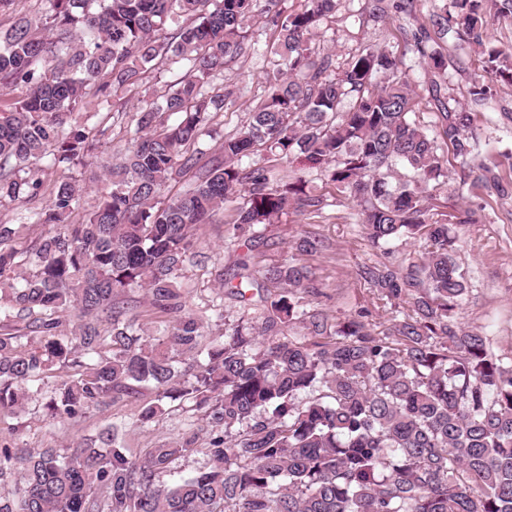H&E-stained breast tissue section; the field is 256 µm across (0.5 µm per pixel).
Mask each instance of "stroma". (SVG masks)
Listing matches in <instances>:
<instances>
[{"instance_id": "35a3bbf8", "label": "stroma", "mask_w": 512, "mask_h": 512, "mask_svg": "<svg viewBox=\"0 0 512 512\" xmlns=\"http://www.w3.org/2000/svg\"><path fill=\"white\" fill-rule=\"evenodd\" d=\"M358 0H340L333 15L323 21L317 31L316 43L331 50L336 67H344L352 55L365 48H383L401 55L414 91V111L431 132L440 131L438 112L428 93L431 72L407 45L403 32L427 23L432 0L423 4L414 15L393 14L388 24L359 23ZM448 56V85L457 104L470 103L469 88L473 78L484 72V59L466 39L448 36L441 43ZM279 58L270 52L242 57L234 66L215 76L214 86L235 90L237 102L219 113L213 123L212 135L203 137L199 147L205 153L218 152L225 135L235 133L247 120L249 110L260 100L270 78L279 69ZM512 84L499 82L488 103L473 114V126L480 139L479 151L486 160L498 164L500 174H507L505 154L512 153ZM448 158L447 187L435 190L431 201L435 214L468 208L478 221L457 224L456 261L467 285L466 300L457 312L463 327L482 332L489 339L491 352L503 362L512 363V197L472 188L462 183L451 148H444ZM309 189L320 197V210L289 211L279 223L262 227L259 235L250 231H234L232 220L236 203H226L211 223L201 226L194 236L197 250L206 253L202 264H189L180 273L179 285L188 310L204 324L206 338L218 336L224 326L253 321L254 307L227 295L220 286V273H232L243 254H250L254 269L280 264L297 256L295 245L306 235L321 239L322 251L300 257L311 266L321 290L320 308L329 314L332 323L345 321L358 311H368L370 323L379 329L392 327L398 317L384 305L371 285L361 277L362 268L382 263H399L419 257V242L398 245L391 253L372 247L359 220L358 209L348 196L339 193L319 172H311ZM152 398L143 393L137 402L119 400L111 406L88 410L73 420H52L45 416L38 403H31L16 419L18 442L29 448H63L72 441L92 438L104 428L115 426L123 443L143 452L161 441L182 435L197 427L198 420L188 404L171 402L162 415L143 427L132 426L131 420L140 407Z\"/></svg>"}]
</instances>
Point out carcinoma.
<instances>
[{"mask_svg":"<svg viewBox=\"0 0 512 512\" xmlns=\"http://www.w3.org/2000/svg\"><path fill=\"white\" fill-rule=\"evenodd\" d=\"M35 15L0 0V91L25 94L0 108V207L43 196L31 172L40 162L65 175L40 207L0 222V421L43 395L44 379L73 374L44 404L54 418L155 389L133 425L152 422L169 402L188 401L207 427L137 456L108 431L64 449L0 447V477L19 474L0 493V512H512V366L487 337L454 319L467 288L454 258L449 223L432 220L428 189L448 181L435 137L415 118L401 61L367 48L336 73L313 45L338 0H307L289 12L282 0H46ZM417 0H361L359 16L383 23ZM261 12L276 34L285 73L247 123L224 137L206 161L194 148L212 119L234 104L215 75L258 51L246 24ZM185 17L172 34L167 19ZM512 18V0H449L430 14L442 40L463 32L484 56L474 103L512 83V53L484 39L492 20ZM436 79L429 94L460 178L509 195L500 173L475 163L471 113L448 104L440 77L444 53L425 28L411 34ZM181 76L124 120L128 101L157 73ZM348 110H343L345 102ZM108 107L129 136L106 165L112 187L77 218L86 187L74 171L107 147V126L89 124ZM265 150L319 170L361 207L376 246L419 239L406 265L367 266L363 278L401 319L378 331L362 312L327 332V317L306 310L314 274L294 261L251 268L238 262L223 287L244 303L259 295L256 322L203 340V323L186 311L176 279L190 259L194 232L240 197L237 227L274 224L293 207L314 208L305 180L279 181L264 166L242 167ZM406 170L394 176L396 166ZM191 173L194 186L166 187ZM49 228L34 244L19 226ZM147 290L151 311L171 317L147 336L122 295ZM74 312L71 320L67 312ZM298 323L307 343L286 337ZM201 451L210 466L169 484L180 458Z\"/></svg>","mask_w":512,"mask_h":512,"instance_id":"obj_1","label":"carcinoma"}]
</instances>
